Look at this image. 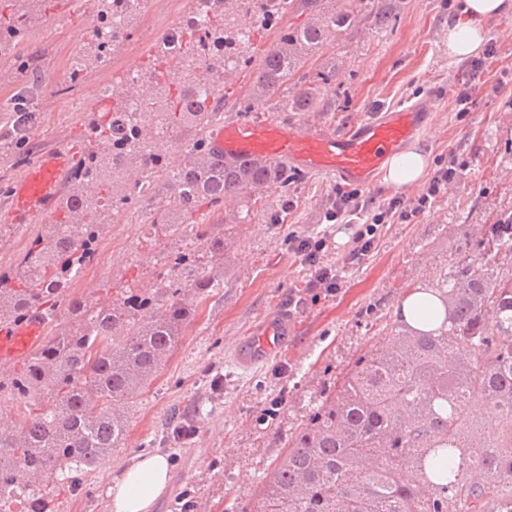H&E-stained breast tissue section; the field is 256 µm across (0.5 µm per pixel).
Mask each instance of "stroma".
<instances>
[{
  "mask_svg": "<svg viewBox=\"0 0 512 512\" xmlns=\"http://www.w3.org/2000/svg\"><path fill=\"white\" fill-rule=\"evenodd\" d=\"M355 5L362 21L337 33L326 49L336 78L323 85L315 111H258L253 121L315 123L336 130L384 107L431 99L424 133L411 148L432 161L459 156L451 189L412 223L383 226L377 249L344 273L335 292L321 293L315 301L306 297L308 271L285 241L292 233L326 231L327 261L348 251L349 226L363 223L364 217L352 216L347 225L326 223L334 180L304 171L289 190L268 185L263 197L270 207H278L282 196L290 198L288 217L278 224L260 213L250 223L229 228L223 214L211 216L230 242L220 287L199 305L170 357L127 405L121 448L82 480L78 496H55L56 512H107L108 482L132 456L145 452L175 411L194 420L196 433L187 443L161 446L170 461V486L154 512H174V503L185 495L193 508L205 512H236L238 504L253 501L321 392L340 381L359 355L389 341L409 286L436 279L466 245L484 235L494 213L512 210V12L488 24L495 50L482 74L486 90L462 118L454 94L462 64L448 58V22L455 12L447 0H389L391 15L383 26L366 20L372 0H355ZM188 7V0H147L131 38L74 82L67 63L91 41L93 0H52L20 46L26 69L0 57V183H14L25 170L17 161L18 137H26L35 159L58 146L80 154L101 86L146 67L157 36ZM20 95L30 101L36 118L22 135L14 129L11 111ZM152 220L153 209L146 205L135 223L110 225L98 264L76 283V291L86 294L108 279L126 276L133 263L137 287L153 288L157 256L170 241L161 237L155 246H146L144 234ZM300 297L305 305L290 308V301ZM275 311L290 317L287 353L243 365L235 353L241 336ZM275 399L281 408L265 416Z\"/></svg>",
  "mask_w": 512,
  "mask_h": 512,
  "instance_id": "1",
  "label": "stroma"
}]
</instances>
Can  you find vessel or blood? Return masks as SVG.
I'll list each match as a JSON object with an SVG mask.
<instances>
[{"label":"vessel or blood","mask_w":512,"mask_h":512,"mask_svg":"<svg viewBox=\"0 0 512 512\" xmlns=\"http://www.w3.org/2000/svg\"><path fill=\"white\" fill-rule=\"evenodd\" d=\"M430 105L390 108L333 132L317 124L238 121L224 124L213 136V149L225 162L242 166L285 161L308 172L370 187L377 183L387 158L417 139ZM71 152L46 151L15 182L11 200L13 223L27 224L47 214L62 190ZM44 325L34 318L21 324L0 323V366L12 364L37 346ZM288 318L272 313L252 325L237 355L247 364L280 353L288 342Z\"/></svg>","instance_id":"obj_1"}]
</instances>
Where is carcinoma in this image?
<instances>
[{
	"label": "carcinoma",
	"instance_id": "cac0c4a2",
	"mask_svg": "<svg viewBox=\"0 0 512 512\" xmlns=\"http://www.w3.org/2000/svg\"><path fill=\"white\" fill-rule=\"evenodd\" d=\"M51 0H0V56H14L32 20ZM325 0H304L303 23L283 26L278 42L253 68L238 111L252 112L294 82L292 112H312L318 88L295 80L302 59L333 42L357 16L328 13ZM219 0L206 25L178 41L161 35L151 65L106 86L87 122L88 148L71 171L16 266L0 273V321L39 316L41 343L0 374V397L15 402L16 424L0 425V512H48L51 493L76 491L81 477L121 447L124 419L116 401H131L177 346L224 273V233L206 218L228 201L232 223L248 224L266 208L262 189L295 182L288 163L227 164L209 130L224 118V73L246 68L252 35L276 27L294 0ZM102 35L76 51V80L103 63L111 39L112 0H95ZM140 105L137 118L127 105ZM186 145L190 159L171 155ZM149 203L154 232L174 240L156 273L157 288L127 284L108 302L71 288L98 260L109 225ZM512 213L456 257L435 282L444 328L416 329L395 319L390 347L359 356L340 383L320 396L289 441L252 508L242 512H512ZM490 408L491 419L477 413ZM419 480L408 483L403 470Z\"/></svg>",
	"mask_w": 512,
	"mask_h": 512
}]
</instances>
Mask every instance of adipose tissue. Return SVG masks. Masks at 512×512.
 Masks as SVG:
<instances>
[{
  "instance_id": "1",
  "label": "adipose tissue",
  "mask_w": 512,
  "mask_h": 512,
  "mask_svg": "<svg viewBox=\"0 0 512 512\" xmlns=\"http://www.w3.org/2000/svg\"><path fill=\"white\" fill-rule=\"evenodd\" d=\"M512 11V0H463L458 16L448 25V55L453 59L475 54L483 45L486 24ZM427 168L424 154L410 150L389 158L384 180L396 187L420 181ZM402 313L409 325L429 330L440 325L444 307L432 294L416 291L402 302ZM169 462L165 455H136L118 480L106 489L109 512H152L168 486Z\"/></svg>"
}]
</instances>
